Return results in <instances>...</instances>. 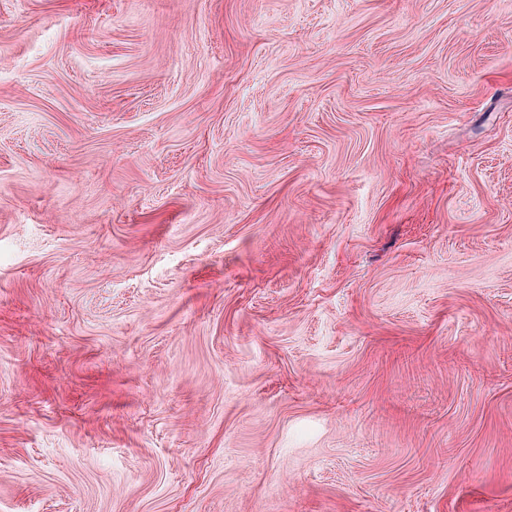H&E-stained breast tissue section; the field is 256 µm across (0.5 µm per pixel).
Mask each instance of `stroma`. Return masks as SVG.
Wrapping results in <instances>:
<instances>
[{"label":"stroma","mask_w":512,"mask_h":512,"mask_svg":"<svg viewBox=\"0 0 512 512\" xmlns=\"http://www.w3.org/2000/svg\"><path fill=\"white\" fill-rule=\"evenodd\" d=\"M0 512H512V0H0Z\"/></svg>","instance_id":"stroma-1"}]
</instances>
